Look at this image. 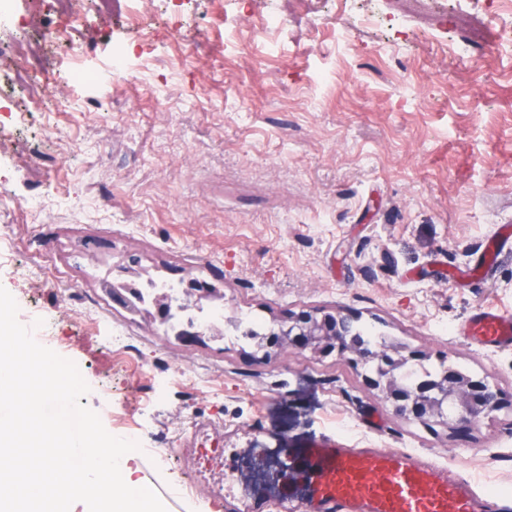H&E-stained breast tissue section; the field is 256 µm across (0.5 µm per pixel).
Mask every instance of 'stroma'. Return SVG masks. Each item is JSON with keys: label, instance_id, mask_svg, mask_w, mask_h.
<instances>
[{"label": "stroma", "instance_id": "stroma-1", "mask_svg": "<svg viewBox=\"0 0 512 512\" xmlns=\"http://www.w3.org/2000/svg\"><path fill=\"white\" fill-rule=\"evenodd\" d=\"M270 2L152 0L137 38L124 12L87 0L82 63L106 68L125 43L129 81L72 90L56 47L33 76L49 92L38 106L0 75L15 106L0 114V286L21 323L43 320L39 343L75 362L106 430H137L135 476L166 512H231L187 487L199 433L255 512H308L306 450L327 438L416 451L512 508V404L436 435L336 356L259 362L230 341L244 315L324 308L448 356L512 401V347L456 334L477 307L512 315V246L469 286L448 276L512 225V14L475 42L448 19L482 14V0H428L424 23L385 0H324L315 22L281 5L265 38L244 15ZM30 18L66 23L52 0H0V48L36 39L3 25ZM120 276L214 284L223 340L187 347L113 304L103 285ZM115 327L133 346L113 345Z\"/></svg>", "mask_w": 512, "mask_h": 512}]
</instances>
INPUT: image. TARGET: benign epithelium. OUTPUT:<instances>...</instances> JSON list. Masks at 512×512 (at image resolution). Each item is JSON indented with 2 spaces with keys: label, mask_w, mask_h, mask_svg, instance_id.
I'll return each mask as SVG.
<instances>
[{
  "label": "benign epithelium",
  "mask_w": 512,
  "mask_h": 512,
  "mask_svg": "<svg viewBox=\"0 0 512 512\" xmlns=\"http://www.w3.org/2000/svg\"><path fill=\"white\" fill-rule=\"evenodd\" d=\"M262 351L266 358L288 351L314 356L334 353L361 369L366 389L396 416L430 430L453 422L467 425L499 410L504 400L497 384L480 377L462 378L455 365L445 359L443 388H433L425 380H407L408 365L425 353L387 343L361 347L349 337L348 317L336 311L306 308L288 313L279 321L278 331L264 338Z\"/></svg>",
  "instance_id": "benign-epithelium-1"
}]
</instances>
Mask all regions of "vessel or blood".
<instances>
[{
	"label": "vessel or blood",
	"instance_id": "1",
	"mask_svg": "<svg viewBox=\"0 0 512 512\" xmlns=\"http://www.w3.org/2000/svg\"><path fill=\"white\" fill-rule=\"evenodd\" d=\"M512 243V226H500L481 266L489 268L498 251ZM463 340L512 346V317L478 309L458 328ZM319 476L310 501L314 512H495L493 497L472 492L408 451L347 448L341 441L316 446Z\"/></svg>",
	"mask_w": 512,
	"mask_h": 512
}]
</instances>
